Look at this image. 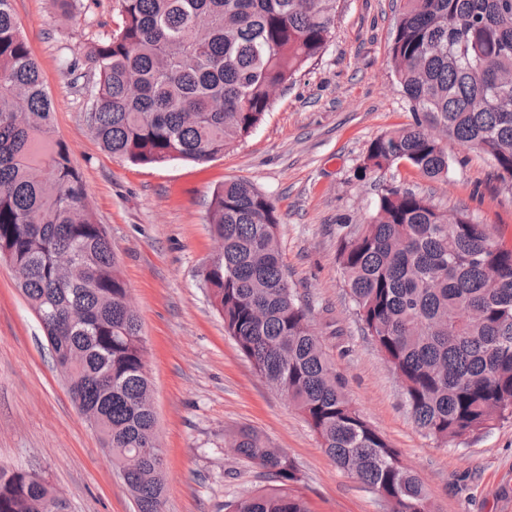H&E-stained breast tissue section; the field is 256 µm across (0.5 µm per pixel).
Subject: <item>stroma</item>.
I'll use <instances>...</instances> for the list:
<instances>
[{"instance_id":"stroma-1","label":"stroma","mask_w":512,"mask_h":512,"mask_svg":"<svg viewBox=\"0 0 512 512\" xmlns=\"http://www.w3.org/2000/svg\"><path fill=\"white\" fill-rule=\"evenodd\" d=\"M13 6L52 99L53 134L83 176L140 319L162 448L163 512H224L226 500L265 485L260 469L224 446L225 436L243 427L287 452L311 512H385L377 495L336 466L293 404L266 385L210 302L200 276L215 255L209 204L217 187L237 178L275 203L288 281L310 306L350 403L400 450L434 512H512V418L459 446H438L421 432L400 379L356 319L336 258L340 225L365 223L385 183L465 212L512 244V193L479 150L445 140L442 180L403 163L379 180L356 176L376 137L414 120L390 59L402 0H337L322 57L277 95L250 136L202 165L177 159L155 166L102 149L85 122L90 90L62 68L117 27L119 0H74L68 20L55 0ZM0 465L42 476L68 512H135L3 262Z\"/></svg>"}]
</instances>
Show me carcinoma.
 Segmentation results:
<instances>
[{"instance_id":"cac0c4a2","label":"carcinoma","mask_w":512,"mask_h":512,"mask_svg":"<svg viewBox=\"0 0 512 512\" xmlns=\"http://www.w3.org/2000/svg\"><path fill=\"white\" fill-rule=\"evenodd\" d=\"M12 2L0 0V261L19 272L69 393L96 415L137 512H162V460L146 451L155 416L138 316L69 148L53 139L52 103ZM120 2L118 27L84 51L96 77L86 124L112 157L156 165L206 163L248 137L273 89L323 53L337 0ZM390 53L414 124L374 139L357 177L402 162L447 176L435 126L488 155L512 192V0H404ZM209 210L223 254L202 278L240 352L389 512H433L398 449L349 402L288 284L275 204L237 179ZM455 218L386 187L367 223L344 226L337 250L363 332L401 379L416 425L444 447L512 417V247L489 252L496 233L463 212ZM225 446L268 484L224 512H310L283 449L247 429ZM54 495L47 481L0 466V512H43Z\"/></svg>"}]
</instances>
